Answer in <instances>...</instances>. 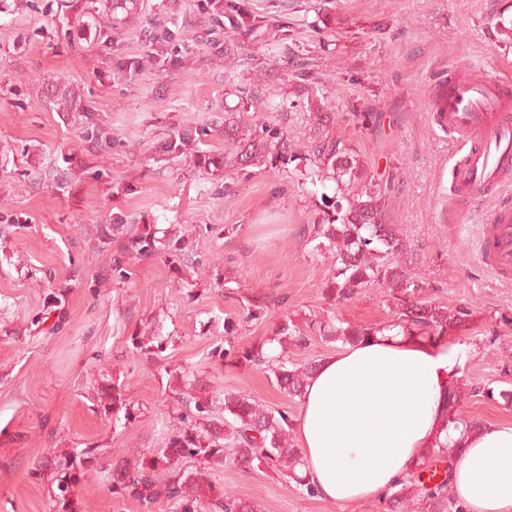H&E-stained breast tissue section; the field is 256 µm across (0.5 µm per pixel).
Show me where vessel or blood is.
<instances>
[{
  "label": "vessel or blood",
  "instance_id": "1",
  "mask_svg": "<svg viewBox=\"0 0 512 512\" xmlns=\"http://www.w3.org/2000/svg\"><path fill=\"white\" fill-rule=\"evenodd\" d=\"M435 124L458 136L452 167L459 201L475 202L512 183V85L489 73L448 72L428 92ZM480 258L496 276L512 270V210L496 209L484 227Z\"/></svg>",
  "mask_w": 512,
  "mask_h": 512
}]
</instances>
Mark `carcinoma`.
I'll return each mask as SVG.
<instances>
[{
    "mask_svg": "<svg viewBox=\"0 0 512 512\" xmlns=\"http://www.w3.org/2000/svg\"><path fill=\"white\" fill-rule=\"evenodd\" d=\"M62 7L75 12L83 39H98L102 33L126 25L139 18L146 8L145 0H65ZM46 96L58 112H80L79 94L68 84L51 83ZM317 134L313 146L311 176L336 182V200L326 204L323 217L314 225L315 238H323L335 254L336 268L331 271L324 293L332 306L351 301L370 286H384L392 292V319L389 327H400L407 334L434 339L466 326L470 312L464 308H449L423 296L425 283L410 269L413 254L410 243L394 224L387 223L388 190L376 184L354 188L359 178L356 159L349 149L324 138L322 113L312 115ZM224 142L234 149L233 164L240 169L265 166L271 169L286 163L288 137L276 127L262 134L248 133L245 112L224 113ZM154 224H126L119 218L101 227L100 242L107 248L116 239L120 251L130 259H141L164 253L173 264L185 256V245L158 236ZM380 331L373 325L336 324L332 318L310 314L305 326L296 324L288 315L272 335L257 345L241 347L230 338L218 357L237 359L244 364L270 372L276 385L290 397H302L306 381L316 365L302 363L292 355L315 337L328 343L351 344ZM483 388L471 381L456 380L448 392V421L475 431L478 425L459 418L458 408L465 396H474ZM216 397L201 392L185 406L194 409V418L183 422L169 435L170 452L144 457L138 470L117 480L115 492L142 502L156 503L162 497L174 499L188 486H200L198 475L178 467L179 457L186 448L202 454L208 462L223 464L232 459L249 468L265 467L272 472L291 477L296 488L309 497L316 496L313 487L298 476L304 466L299 449L288 440V411L263 408L251 399L233 393L224 394V423L197 421L210 412ZM455 449L442 444L432 450L415 474L396 485L381 499L384 512H408L409 505L420 504V512H465L460 502L448 496V469ZM213 512H253L244 498L227 492H215Z\"/></svg>",
    "mask_w": 512,
    "mask_h": 512,
    "instance_id": "cac0c4a2",
    "label": "carcinoma"
}]
</instances>
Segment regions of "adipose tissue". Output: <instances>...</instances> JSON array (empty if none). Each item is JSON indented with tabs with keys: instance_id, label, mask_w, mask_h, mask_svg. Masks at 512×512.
Returning a JSON list of instances; mask_svg holds the SVG:
<instances>
[{
	"instance_id": "obj_1",
	"label": "adipose tissue",
	"mask_w": 512,
	"mask_h": 512,
	"mask_svg": "<svg viewBox=\"0 0 512 512\" xmlns=\"http://www.w3.org/2000/svg\"><path fill=\"white\" fill-rule=\"evenodd\" d=\"M467 352L387 330L322 360L292 423L319 498L341 507L381 499L445 443L458 448L448 489L468 512H512V425L466 432L447 420Z\"/></svg>"
}]
</instances>
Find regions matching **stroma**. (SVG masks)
<instances>
[{
    "mask_svg": "<svg viewBox=\"0 0 512 512\" xmlns=\"http://www.w3.org/2000/svg\"><path fill=\"white\" fill-rule=\"evenodd\" d=\"M59 0H25L0 13V512H147L113 491L119 471L165 450L186 409L182 395L241 394L296 415L300 402L271 374L213 356L232 318L238 344H260L277 321L248 316L249 300L283 299L293 320L328 306L333 254L313 226L334 196L312 182L311 112L329 113V140L359 173L390 185L388 217L417 259L427 296L470 311L450 334L470 352L467 379L512 384V275L478 261L483 224L512 193L473 205L463 223L452 166L460 144L428 110L430 86L448 71L512 75V0H146L136 22L89 44L65 33ZM245 14L247 27L230 24ZM61 81L84 109L58 112L42 95ZM288 133V165L225 167L211 174L190 154L225 151L224 115ZM105 141L86 136L90 127ZM191 136L186 155L169 135ZM185 236L184 261H143L101 247L115 218ZM386 288L338 309L355 325L388 321ZM154 332L161 348L133 349ZM130 418L116 417L112 392ZM465 421L512 424V406L480 394ZM186 472L246 499L254 512H383L377 501L341 510L291 490L267 469L184 456Z\"/></svg>",
    "mask_w": 512,
    "mask_h": 512,
    "instance_id": "1",
    "label": "stroma"
}]
</instances>
